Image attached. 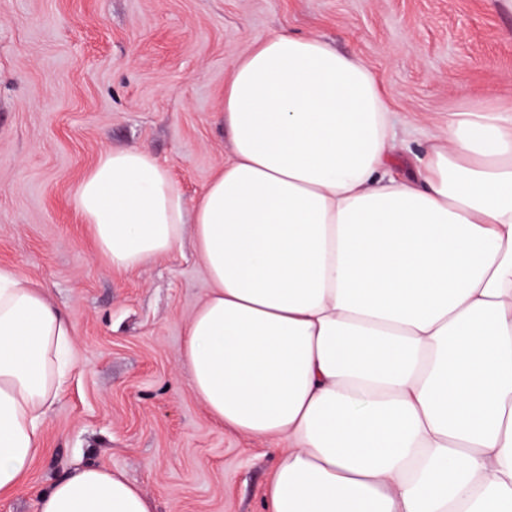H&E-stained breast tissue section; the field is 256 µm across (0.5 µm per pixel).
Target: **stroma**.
I'll list each match as a JSON object with an SVG mask.
<instances>
[{"mask_svg": "<svg viewBox=\"0 0 512 512\" xmlns=\"http://www.w3.org/2000/svg\"><path fill=\"white\" fill-rule=\"evenodd\" d=\"M280 31L363 57L402 123L512 110L500 0H0V267L44 285L75 328L43 452L0 512H35L89 464L155 512H265L275 444L216 425L182 362L211 288L192 240L114 272L71 196L102 152L134 145L197 198L230 156L217 110L232 63Z\"/></svg>", "mask_w": 512, "mask_h": 512, "instance_id": "1", "label": "stroma"}]
</instances>
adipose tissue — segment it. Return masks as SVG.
I'll return each instance as SVG.
<instances>
[{
  "instance_id": "1",
  "label": "adipose tissue",
  "mask_w": 512,
  "mask_h": 512,
  "mask_svg": "<svg viewBox=\"0 0 512 512\" xmlns=\"http://www.w3.org/2000/svg\"><path fill=\"white\" fill-rule=\"evenodd\" d=\"M231 156L186 200L148 152H103L74 206L115 271L185 233L211 290L182 361L209 416L280 453L267 512H512V113L449 119L407 151L366 62L323 36L239 55ZM73 325L0 268V496L41 453ZM37 512H153L112 469Z\"/></svg>"
}]
</instances>
